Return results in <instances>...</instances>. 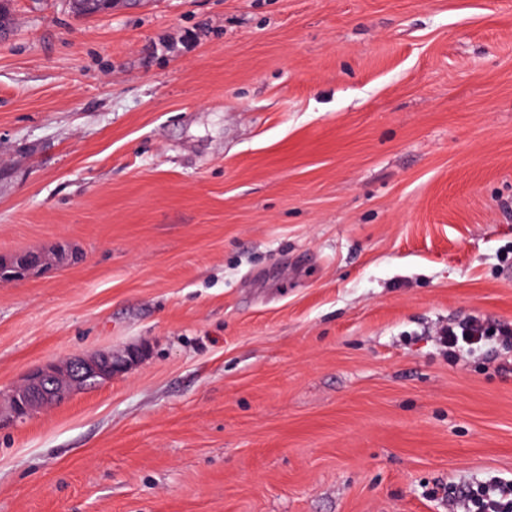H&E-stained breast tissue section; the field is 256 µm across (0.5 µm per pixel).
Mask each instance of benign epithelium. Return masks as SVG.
I'll return each instance as SVG.
<instances>
[{"label":"benign epithelium","mask_w":512,"mask_h":512,"mask_svg":"<svg viewBox=\"0 0 512 512\" xmlns=\"http://www.w3.org/2000/svg\"><path fill=\"white\" fill-rule=\"evenodd\" d=\"M49 264L43 252H31L19 260L25 274H37ZM141 358L138 350L120 354L103 352L90 356L75 355L60 363H48L29 372L9 399V415L0 419H23L35 411L63 403L77 390L100 387L125 373Z\"/></svg>","instance_id":"1"}]
</instances>
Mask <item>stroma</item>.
<instances>
[{"mask_svg": "<svg viewBox=\"0 0 512 512\" xmlns=\"http://www.w3.org/2000/svg\"><path fill=\"white\" fill-rule=\"evenodd\" d=\"M0 512H453L512 479V0H12ZM489 334V330L476 317H473L458 323H448L441 339L448 350V356L454 357L460 340L472 348H478L488 340ZM139 350L112 351L90 356L75 355L60 363H48L29 372L9 399L6 420L23 419L35 411L63 403L74 391L111 382L141 358Z\"/></svg>", "mask_w": 512, "mask_h": 512, "instance_id": "35a3bbf8", "label": "stroma"}]
</instances>
